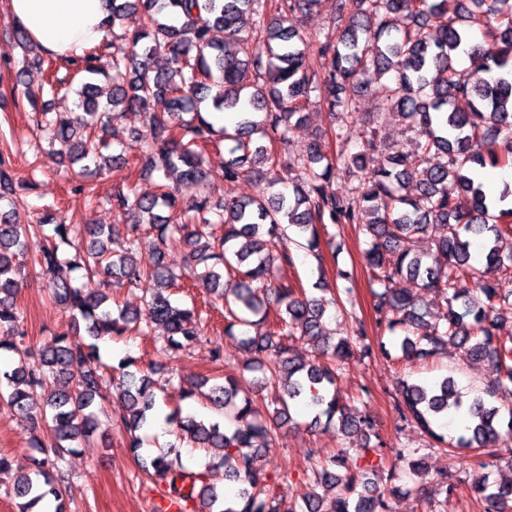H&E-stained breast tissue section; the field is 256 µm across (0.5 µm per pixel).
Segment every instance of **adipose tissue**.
I'll return each mask as SVG.
<instances>
[{
	"label": "adipose tissue",
	"instance_id": "obj_1",
	"mask_svg": "<svg viewBox=\"0 0 512 512\" xmlns=\"http://www.w3.org/2000/svg\"><path fill=\"white\" fill-rule=\"evenodd\" d=\"M10 12L48 55L78 56L103 37L105 0H10Z\"/></svg>",
	"mask_w": 512,
	"mask_h": 512
}]
</instances>
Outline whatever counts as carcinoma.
<instances>
[{
  "instance_id": "1",
  "label": "carcinoma",
  "mask_w": 512,
  "mask_h": 512,
  "mask_svg": "<svg viewBox=\"0 0 512 512\" xmlns=\"http://www.w3.org/2000/svg\"><path fill=\"white\" fill-rule=\"evenodd\" d=\"M471 7L448 16V0H106V34L78 58L61 57L68 66L63 78L83 79L78 112H38V140L72 164L100 168L118 157L107 153L105 135L124 110L144 114L139 133L142 156L139 175L163 176L158 193L137 195L132 188L112 194V206L126 211L127 248L109 249L115 227L68 224L60 211L47 207L33 224L11 221L20 191L31 182L15 177L11 163L0 155V351L11 362L0 370V403L28 420L29 447L37 455L31 467L12 477L6 493L18 500V512L48 497L54 512H66L56 484L75 445L87 442L98 426V414L117 399L113 422L128 437L127 448L153 482L167 488L154 512H391L388 498L374 477L383 466V447L374 422L355 417L336 394L345 368L372 353L360 346L363 324L354 335L332 343L322 322L328 302L307 296L300 284L280 274L291 262L287 244L306 241L317 262L327 225L354 224L367 236L364 259L370 282L381 291L376 298L377 324L390 333L401 331V358L410 363L435 354L455 341L468 353L487 361L492 378L484 394L466 401L451 377L433 382H402L394 406L399 418L417 425L447 447L448 468L458 450L473 449L495 457L500 445L512 442V413L503 421L489 397L512 387V342L497 336L499 306L512 298V208L490 214L491 201L480 169L512 167V5L509 0H469ZM328 3L337 36H314L317 54L296 29L281 24L288 13L309 14ZM255 16L244 29L245 16ZM406 20L404 28L394 17ZM123 28L116 34L115 27ZM224 30V41L211 37ZM503 44L492 59L482 54L475 32ZM479 65L466 74L453 66L460 49ZM21 49L22 61L13 51ZM21 63L18 75L45 63L26 31L15 25L9 48L0 49V66ZM394 71L393 80L378 93L387 108L419 129L423 141L416 151L397 150L374 164L378 144L365 136L353 154H329L327 138L316 139L306 156L284 152L290 130L302 124L311 100L339 110L338 129L348 127L358 74L369 65ZM97 75L112 81L107 104L99 101ZM163 99L167 109L154 102ZM235 112L234 126L215 128L205 113ZM230 141L233 158L224 164V183L246 176L264 183L250 198H226L211 204L206 190L209 147ZM447 158L427 165L432 155ZM299 177L289 180L291 172ZM360 179L355 196L332 189L336 173ZM291 181V187L276 185ZM193 186L195 198L184 203L179 186ZM414 187L411 195L400 190ZM215 224L224 225L217 236ZM153 236L156 259L137 262L141 242ZM435 245L429 254H414L407 243L415 236ZM187 251V265L176 269L164 262L166 253ZM46 278L49 299L73 312L71 331L53 339L38 358L24 345V313L14 297L23 262ZM85 269L87 281L75 283L64 270ZM407 277L421 282L413 296L393 288ZM204 289L211 307L224 308V335L250 355L244 369L262 373L260 387L277 392L275 407L263 418L261 407L241 393L235 370L224 382L201 380L179 386L180 399L201 397L224 414V422L197 417L175 406L166 425L179 442L206 451L203 468H185L171 443L155 455L141 453L138 431L153 423L156 399L154 366L131 370L135 361L121 359L109 379L100 368L97 341L128 334L149 335L161 324L167 331L163 350L173 355L191 349L206 324L201 308L173 304L165 292L182 279ZM136 286L147 309L132 312L118 305L114 292ZM441 293L442 306L426 302L425 292ZM308 337L317 353L308 361L295 353V336ZM75 367L82 369L72 377ZM39 387L44 403L37 406L30 390ZM315 411L310 425L326 418L338 421L344 436L360 434V448L342 447L324 460L310 451L307 469L313 483L327 493L298 503L280 492L264 472V456L279 444L280 429L293 422L291 409ZM465 411L464 433L449 441L438 434L436 421L450 412ZM377 439L371 444V439ZM392 466L405 462L414 474L424 467L406 448L390 450ZM345 469L340 475L329 465ZM225 469L233 489L225 491L208 480L214 466ZM471 491L485 503V512H512V479L490 485L482 478Z\"/></svg>"
}]
</instances>
